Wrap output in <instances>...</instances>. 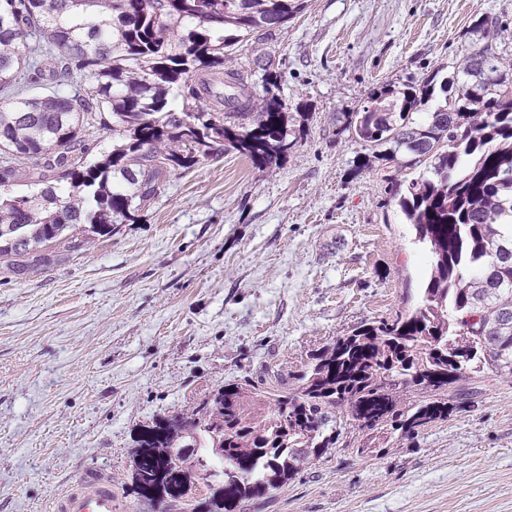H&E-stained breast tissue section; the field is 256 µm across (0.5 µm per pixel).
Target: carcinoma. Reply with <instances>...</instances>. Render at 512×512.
I'll return each instance as SVG.
<instances>
[{
  "label": "carcinoma",
  "mask_w": 512,
  "mask_h": 512,
  "mask_svg": "<svg viewBox=\"0 0 512 512\" xmlns=\"http://www.w3.org/2000/svg\"><path fill=\"white\" fill-rule=\"evenodd\" d=\"M305 0H0V259L17 276L52 264L50 244L77 224L107 235L134 223L168 176L229 148L271 163L290 148L283 104L256 97L252 73L226 69L235 46L272 37ZM502 33L482 15L470 25L455 78L431 72L418 85L382 86L371 105L345 115L338 133L361 141L364 163L425 165L395 187L398 205L430 245L421 303L391 322L364 321L309 357L288 391L228 383L191 415H175L137 437L138 493L188 497L191 457L224 465L206 512L295 479L336 447L348 411L369 455L389 426L412 437L448 417L471 373L512 377V68L489 79L478 58ZM431 112L419 106L437 93ZM118 137L93 162L85 132L103 113ZM421 113L417 119L416 113ZM23 180L32 190L16 195ZM437 397L398 408L410 386ZM170 448L189 457L167 458Z\"/></svg>",
  "instance_id": "cac0c4a2"
}]
</instances>
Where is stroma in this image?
Wrapping results in <instances>:
<instances>
[{
    "mask_svg": "<svg viewBox=\"0 0 512 512\" xmlns=\"http://www.w3.org/2000/svg\"><path fill=\"white\" fill-rule=\"evenodd\" d=\"M482 14L502 23L495 51L512 62V0H307L232 61L261 97L253 60H273L286 155L260 167L226 151L172 174L135 223L80 226L77 250L60 239L52 265H0V512H49L88 467L111 475L120 512H192L203 471H189L187 503L138 494V433L225 383L293 380L361 322L415 307L432 257L389 181L418 172L355 170L366 149L336 118L374 88L453 76ZM465 386L464 407L373 457L344 417L335 448L239 512H512V381Z\"/></svg>",
    "mask_w": 512,
    "mask_h": 512,
    "instance_id": "1",
    "label": "stroma"
}]
</instances>
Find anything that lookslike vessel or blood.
Instances as JSON below:
<instances>
[{"label": "vessel or blood", "mask_w": 512, "mask_h": 512, "mask_svg": "<svg viewBox=\"0 0 512 512\" xmlns=\"http://www.w3.org/2000/svg\"><path fill=\"white\" fill-rule=\"evenodd\" d=\"M50 512H116L111 477L102 469L85 470L75 483L53 497Z\"/></svg>", "instance_id": "b4317fda"}]
</instances>
